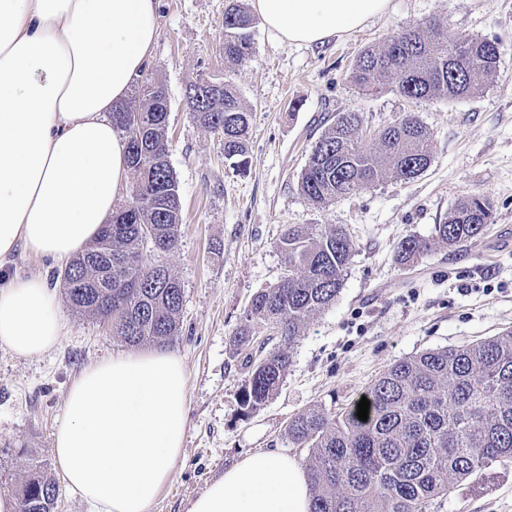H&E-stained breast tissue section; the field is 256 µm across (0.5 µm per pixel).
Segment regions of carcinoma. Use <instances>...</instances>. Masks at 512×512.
<instances>
[{"mask_svg": "<svg viewBox=\"0 0 512 512\" xmlns=\"http://www.w3.org/2000/svg\"><path fill=\"white\" fill-rule=\"evenodd\" d=\"M252 16L241 0L224 12V59L238 64L251 49ZM498 42L464 34L448 44L432 22L365 49L350 78L377 93L386 79L397 81L410 99L463 98L478 80L497 74ZM189 86L186 106L202 127L224 137V158L241 174L250 167V111L230 85L224 102L204 103ZM158 82L143 77L130 100L112 113L123 140L132 180L131 201L105 224L94 243L58 272L67 302L77 312L111 323L112 336L128 345L165 346L180 329L184 289L157 257L179 243L181 209L171 168L168 116L153 94ZM361 119L350 112L316 141L300 189L313 203L328 204L389 174L401 180L431 164L430 132L411 116L381 128L363 147ZM493 223L491 203L473 196L434 227L429 238L410 236L396 257L408 265L439 245L460 246ZM286 274L257 292L240 319L235 346L248 378L242 406L257 411L279 389L292 363L301 329L338 296L355 248L339 224H291L279 237ZM274 344L266 349L268 344ZM368 419L358 401L336 411L317 407L291 417L285 434L305 448V474L312 512H429L458 482L512 459V330L472 344L422 351L392 364L364 390ZM59 487L41 465L21 487L18 512H54Z\"/></svg>", "mask_w": 512, "mask_h": 512, "instance_id": "1", "label": "carcinoma"}]
</instances>
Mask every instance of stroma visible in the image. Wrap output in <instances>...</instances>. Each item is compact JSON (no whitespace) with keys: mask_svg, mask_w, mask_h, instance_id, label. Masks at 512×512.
<instances>
[{"mask_svg":"<svg viewBox=\"0 0 512 512\" xmlns=\"http://www.w3.org/2000/svg\"><path fill=\"white\" fill-rule=\"evenodd\" d=\"M158 27L145 69L170 100V164L182 206L179 245L162 261L184 288L182 328L170 346L188 373L183 454L152 512H187L190 502L244 456L277 451L305 459L284 432L289 418L359 397L393 363L464 346L512 329V0H391L388 12L324 44L280 40L254 16L252 48L225 63L229 0H157ZM429 20L444 36L500 45L496 77L461 99L402 97L395 81L375 94L349 77L359 54ZM229 82L251 112V168L235 172L217 134L184 100L200 79ZM361 116L362 139L405 114L429 131L433 159L418 177L385 178L316 205L299 181L312 146L337 115ZM487 198L493 222L458 248L441 247L403 266L400 240L430 237L461 201ZM289 224H340L356 252L343 288L293 346L279 391L248 414V376L233 337L251 297L277 284L285 264L275 242ZM58 345L20 357L0 345V493L17 494L32 463L56 473L54 434L74 380L124 350L110 328L59 300ZM438 512H512V460L456 484Z\"/></svg>","mask_w":512,"mask_h":512,"instance_id":"obj_1","label":"stroma"}]
</instances>
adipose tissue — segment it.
Listing matches in <instances>:
<instances>
[{"label": "adipose tissue", "instance_id": "ef3b65f1", "mask_svg": "<svg viewBox=\"0 0 512 512\" xmlns=\"http://www.w3.org/2000/svg\"><path fill=\"white\" fill-rule=\"evenodd\" d=\"M389 0H254L266 28L314 46ZM156 0H0V260L17 247L68 263L108 223L129 177L112 110L144 70ZM63 333L40 276L0 277V345L33 357ZM188 377L170 352L120 351L70 387L54 456L92 512H151L183 454ZM295 456L255 452L188 512H310Z\"/></svg>", "mask_w": 512, "mask_h": 512}]
</instances>
